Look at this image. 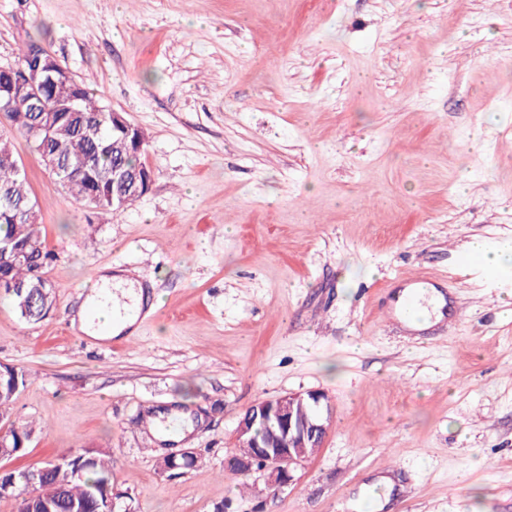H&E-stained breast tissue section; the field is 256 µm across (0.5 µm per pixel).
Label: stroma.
I'll use <instances>...</instances> for the list:
<instances>
[{
  "instance_id": "35a3bbf8",
  "label": "stroma",
  "mask_w": 512,
  "mask_h": 512,
  "mask_svg": "<svg viewBox=\"0 0 512 512\" xmlns=\"http://www.w3.org/2000/svg\"><path fill=\"white\" fill-rule=\"evenodd\" d=\"M38 41L146 136L132 206L67 195L5 117L52 259L56 303L0 301V363L27 382L7 423L43 427L0 469L109 447L132 512H512V0H0V66ZM160 294L120 345L79 332L105 268ZM438 272L461 309L386 323L394 274ZM322 391L331 428L283 487L224 476L245 410ZM197 424L149 441L145 416ZM192 452L172 474L165 454ZM468 251L477 255L485 266H501L512 263L511 241L503 242L496 250H488L483 240L475 238L470 242Z\"/></svg>"
}]
</instances>
